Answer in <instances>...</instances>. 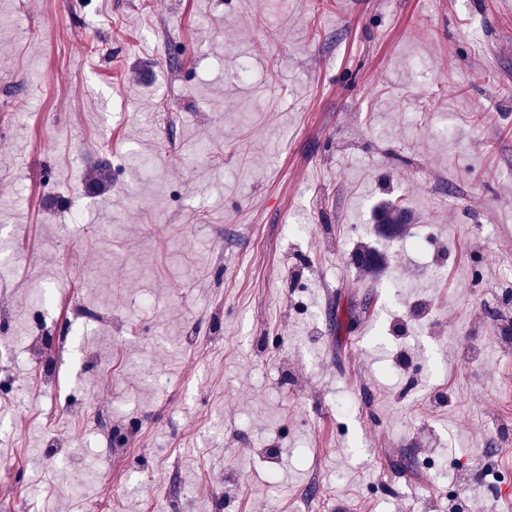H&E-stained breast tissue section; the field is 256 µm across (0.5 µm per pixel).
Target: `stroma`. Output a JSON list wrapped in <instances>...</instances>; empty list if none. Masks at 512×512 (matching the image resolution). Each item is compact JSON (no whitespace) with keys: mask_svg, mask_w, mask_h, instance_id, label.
Listing matches in <instances>:
<instances>
[{"mask_svg":"<svg viewBox=\"0 0 512 512\" xmlns=\"http://www.w3.org/2000/svg\"><path fill=\"white\" fill-rule=\"evenodd\" d=\"M0 248V512H446L512 468V0H0ZM377 230L382 235L393 238L406 231V224L412 223L411 214L393 204L380 206L374 214Z\"/></svg>","mask_w":512,"mask_h":512,"instance_id":"1","label":"stroma"}]
</instances>
